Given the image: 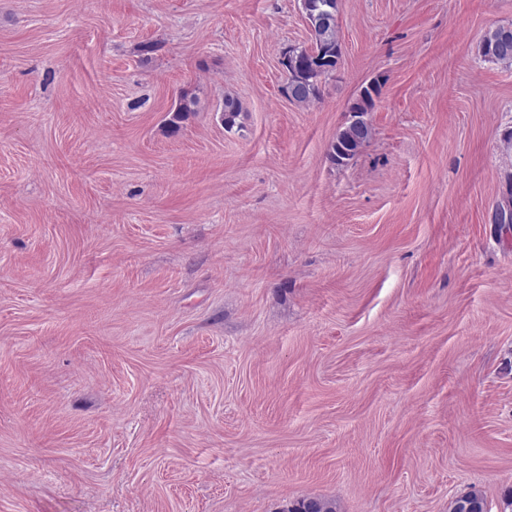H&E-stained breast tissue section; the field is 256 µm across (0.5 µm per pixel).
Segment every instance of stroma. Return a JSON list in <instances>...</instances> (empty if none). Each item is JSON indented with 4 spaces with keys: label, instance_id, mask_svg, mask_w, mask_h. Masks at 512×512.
<instances>
[{
    "label": "stroma",
    "instance_id": "stroma-1",
    "mask_svg": "<svg viewBox=\"0 0 512 512\" xmlns=\"http://www.w3.org/2000/svg\"><path fill=\"white\" fill-rule=\"evenodd\" d=\"M337 23L303 107L300 0H0V512H505L512 0ZM510 27L511 30H506L505 26H499L484 34L480 42V52L486 60L512 67V26ZM380 92L381 85L379 81H373L363 87L358 98L351 103L349 112L363 113L361 115L353 113L358 116V120L361 123L357 125V121H350L336 136L330 153V160L334 164L342 165L353 159L362 146L371 138L372 127L365 119V115H367L368 112H372L375 106V98L379 97ZM281 512H336V505L329 499L310 497L291 503Z\"/></svg>",
    "mask_w": 512,
    "mask_h": 512
}]
</instances>
